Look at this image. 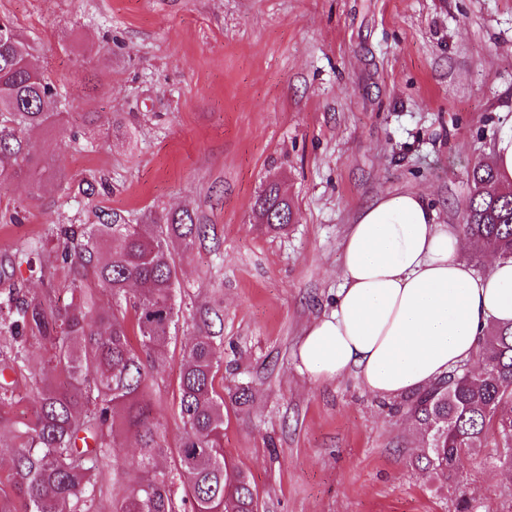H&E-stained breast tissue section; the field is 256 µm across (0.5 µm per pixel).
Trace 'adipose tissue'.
<instances>
[{"label":"adipose tissue","instance_id":"1","mask_svg":"<svg viewBox=\"0 0 512 512\" xmlns=\"http://www.w3.org/2000/svg\"><path fill=\"white\" fill-rule=\"evenodd\" d=\"M464 246L419 193L361 207L341 244L334 307L308 327L299 370L318 381L352 373L394 400L471 360L490 325H512V260L492 259L479 275Z\"/></svg>","mask_w":512,"mask_h":512}]
</instances>
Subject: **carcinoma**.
<instances>
[{
  "label": "carcinoma",
  "instance_id": "carcinoma-1",
  "mask_svg": "<svg viewBox=\"0 0 512 512\" xmlns=\"http://www.w3.org/2000/svg\"><path fill=\"white\" fill-rule=\"evenodd\" d=\"M0 37V174L24 178L39 192L53 183L29 135L64 119L67 96L31 60V46L10 23ZM464 234L482 251L512 258V188L487 163L470 173ZM253 211L271 231L294 221L278 182L259 193ZM75 303L62 308L4 293L0 317V426L12 405L15 373L29 361L27 333L48 353L47 376L32 400L11 458V480L23 512H94L104 467L117 462L126 440L139 448L135 476L112 490V512H258L248 474L224 452V396L215 386L224 349L199 314L197 334L182 355L177 383L181 435L166 442L152 387L182 314L179 267L171 245L189 249L204 235L185 211L155 230L121 215L84 229L56 227ZM107 293L112 305H100ZM475 378L456 369L411 398L408 414L426 448L419 469L453 478L461 459L494 430L504 462H512V329L491 327L480 341Z\"/></svg>",
  "mask_w": 512,
  "mask_h": 512
}]
</instances>
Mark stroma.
Wrapping results in <instances>:
<instances>
[{
    "instance_id": "stroma-1",
    "label": "stroma",
    "mask_w": 512,
    "mask_h": 512,
    "mask_svg": "<svg viewBox=\"0 0 512 512\" xmlns=\"http://www.w3.org/2000/svg\"><path fill=\"white\" fill-rule=\"evenodd\" d=\"M62 91L89 80L34 151L63 172L37 195L0 180V291L70 300L55 225L104 212L132 223L187 210L207 233L179 257L184 302L214 314L225 369L224 448L247 471L260 512H512V467L495 436L457 477L420 471L403 400L352 374L298 368L306 329L330 310L340 245L358 209L393 191L425 196L440 224H463L474 163L490 162L512 117V0H0ZM292 200L280 234L253 203L268 181ZM37 246L35 267L18 251ZM196 328L178 323L152 388L176 446L174 394ZM13 423L28 421L47 354L27 343Z\"/></svg>"
}]
</instances>
